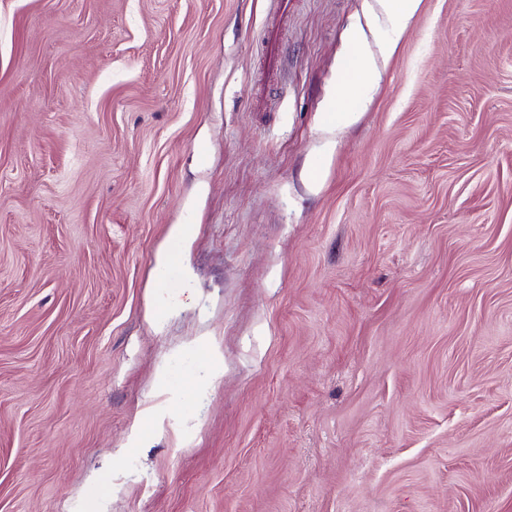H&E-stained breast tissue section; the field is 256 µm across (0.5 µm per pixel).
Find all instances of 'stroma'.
I'll return each instance as SVG.
<instances>
[{
	"label": "stroma",
	"instance_id": "stroma-1",
	"mask_svg": "<svg viewBox=\"0 0 512 512\" xmlns=\"http://www.w3.org/2000/svg\"><path fill=\"white\" fill-rule=\"evenodd\" d=\"M381 18L0 0V512H512V0ZM422 0H381L384 12L392 24L393 35L382 42L387 55L393 54L407 22L417 13ZM349 42L352 52L343 73L340 75V84L344 93L336 96L331 102L329 112L334 126L347 125L355 120L354 103L364 97L369 90V78L373 71V61L366 55L361 47L364 42L363 30L353 26L349 31Z\"/></svg>",
	"mask_w": 512,
	"mask_h": 512
}]
</instances>
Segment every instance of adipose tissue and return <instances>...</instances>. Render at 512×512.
<instances>
[{
    "label": "adipose tissue",
    "instance_id": "adipose-tissue-1",
    "mask_svg": "<svg viewBox=\"0 0 512 512\" xmlns=\"http://www.w3.org/2000/svg\"><path fill=\"white\" fill-rule=\"evenodd\" d=\"M349 42L352 52L340 83L344 88L342 95L331 102L330 118L333 125H347L354 121L356 114L354 103L364 97L369 90V78L373 71V61L362 50L364 34L360 27H352L349 31Z\"/></svg>",
    "mask_w": 512,
    "mask_h": 512
}]
</instances>
